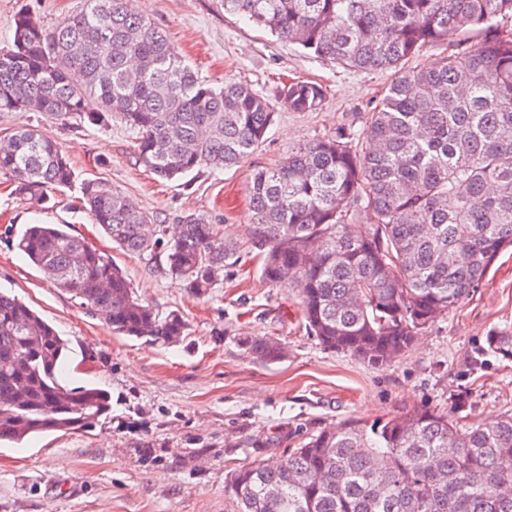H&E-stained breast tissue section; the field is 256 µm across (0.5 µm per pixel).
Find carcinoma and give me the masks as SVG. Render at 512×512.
I'll list each match as a JSON object with an SVG mask.
<instances>
[{"label":"carcinoma","mask_w":512,"mask_h":512,"mask_svg":"<svg viewBox=\"0 0 512 512\" xmlns=\"http://www.w3.org/2000/svg\"><path fill=\"white\" fill-rule=\"evenodd\" d=\"M224 10L349 70L392 72L361 131L290 150L249 188L263 281L295 291L323 349L387 364L512 246V0H224ZM450 32L463 42L436 66L405 67ZM324 98L303 80L274 102L246 82L213 86L132 0H83L51 29L20 11L0 48V112L118 120L134 134L136 162L166 181L237 165L277 109L310 112ZM0 173L39 206L74 178L55 143L25 127L0 142ZM82 201L115 247L165 259L164 273L195 296L239 260L222 225L203 216L170 231L96 179ZM359 214L370 225L356 232ZM16 247L116 334L163 345L184 336L180 314L160 316L65 225L29 224ZM243 344L261 362L284 358L270 337ZM68 351L52 325L0 292V442L85 429L110 411L106 391L63 384ZM483 351L512 361V332L492 330ZM469 408L458 393L443 410L347 420L275 466L233 470L224 494L234 512H512V415L469 422Z\"/></svg>","instance_id":"obj_1"}]
</instances>
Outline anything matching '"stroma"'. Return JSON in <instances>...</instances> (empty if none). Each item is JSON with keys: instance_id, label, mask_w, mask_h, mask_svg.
I'll return each mask as SVG.
<instances>
[{"instance_id": "35a3bbf8", "label": "stroma", "mask_w": 512, "mask_h": 512, "mask_svg": "<svg viewBox=\"0 0 512 512\" xmlns=\"http://www.w3.org/2000/svg\"><path fill=\"white\" fill-rule=\"evenodd\" d=\"M166 32L187 63L213 85L250 83L276 98L294 80L325 89L313 112L277 111L264 142L239 165L202 169L177 182L138 165L134 136L122 123L97 127L55 121L38 112H0V141L37 127L69 158L72 186L45 210L19 200L0 176V291L15 296L69 342L64 377L96 386L111 409L80 431H54L23 447L0 445V512H230L224 479L233 469L284 458L289 444L347 419L369 424L414 407H447L471 394V416L512 414V362L484 354L490 330H512V247L478 288L437 318L396 360L373 367L324 350L301 319L295 294L265 283L250 233L248 189L256 169L340 128L362 129L391 80L353 72L306 54L238 16L224 0H133ZM81 0H0V48L11 44L18 11L45 27L78 10ZM97 179L164 224L198 214L222 225L240 261L209 296L193 297L157 263L113 249L81 204L80 187ZM64 224L107 254L137 296L160 314H181L187 330L175 344L115 334L79 300L54 288L15 247L26 225ZM267 336L284 348L276 363L257 361L246 338ZM287 442H279L281 434Z\"/></svg>"}]
</instances>
